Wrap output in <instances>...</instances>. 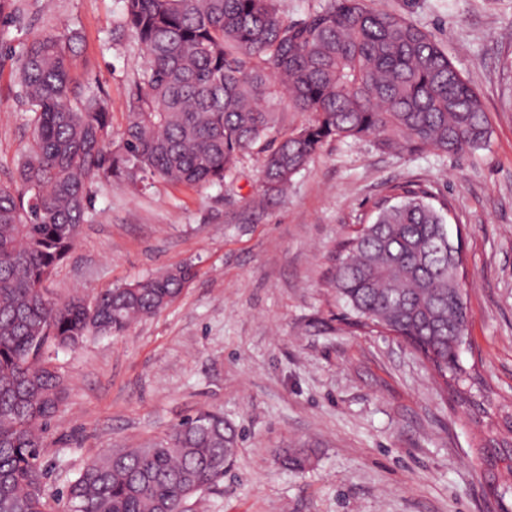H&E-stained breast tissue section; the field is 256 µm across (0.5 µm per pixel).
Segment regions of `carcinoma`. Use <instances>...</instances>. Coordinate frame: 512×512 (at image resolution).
<instances>
[{"instance_id": "1", "label": "carcinoma", "mask_w": 512, "mask_h": 512, "mask_svg": "<svg viewBox=\"0 0 512 512\" xmlns=\"http://www.w3.org/2000/svg\"><path fill=\"white\" fill-rule=\"evenodd\" d=\"M113 29L143 63L129 80L126 125L112 135L110 100L71 79L72 36L25 43L16 71L34 113L16 175L0 181V512H52L46 498L45 431L66 398L52 353L90 336H119L171 305L194 278L185 264L101 292L56 302L44 283L88 221L92 188L143 175L183 187L224 184L252 149L266 192L281 194L327 140L371 138L399 153H474L491 134L480 95L443 47L406 17L366 0H325L285 18L281 0H122ZM20 13L0 0V40ZM280 95L306 112L287 128ZM451 208L418 183L394 185L369 223L342 241L329 284L355 330L407 341L443 381L471 373L456 351L467 335L461 245L448 247ZM238 434L202 410L136 448L87 462L59 495L64 512H188V501L224 477ZM489 488L512 474V442L477 449ZM311 448H280L302 470Z\"/></svg>"}]
</instances>
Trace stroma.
I'll use <instances>...</instances> for the list:
<instances>
[{
	"mask_svg": "<svg viewBox=\"0 0 512 512\" xmlns=\"http://www.w3.org/2000/svg\"><path fill=\"white\" fill-rule=\"evenodd\" d=\"M8 42L21 48L77 33L76 80L101 87L112 130L126 124L133 40L113 45L121 0H21ZM429 31L479 92L491 126L474 153L388 152L329 141L291 181L265 195L260 156H244L233 189L150 178L94 187L92 220L46 283L50 297L92 296L189 263L196 277L162 313L123 335L61 349L67 399L53 418L47 491L106 449L143 444L209 409L239 434L218 486L190 512H498L476 449L512 438V0H367ZM18 61L0 57V179L33 130ZM431 186L454 206L467 275L465 367L485 379L482 411L461 407L404 341L349 332L325 281L327 257L398 182ZM278 448H312L304 471Z\"/></svg>",
	"mask_w": 512,
	"mask_h": 512,
	"instance_id": "35a3bbf8",
	"label": "stroma"
}]
</instances>
